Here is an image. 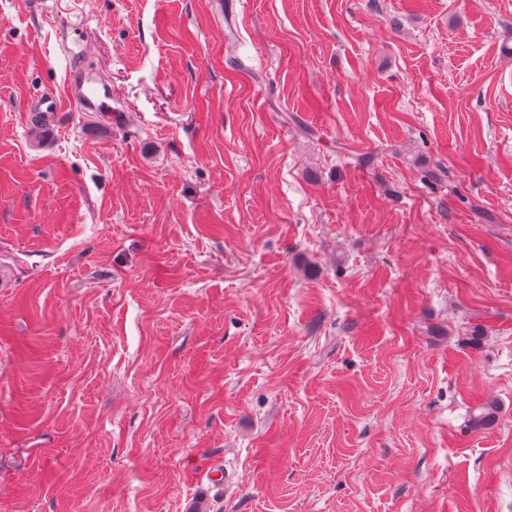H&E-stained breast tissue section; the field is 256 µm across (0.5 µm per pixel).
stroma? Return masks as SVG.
Here are the masks:
<instances>
[{"label": "stroma", "instance_id": "stroma-1", "mask_svg": "<svg viewBox=\"0 0 512 512\" xmlns=\"http://www.w3.org/2000/svg\"><path fill=\"white\" fill-rule=\"evenodd\" d=\"M0 512H512V0H0ZM71 98L83 112H109L112 107L108 88L92 72L82 66L70 68ZM500 406L495 400H485L473 408L469 415V424L473 429H487L499 418Z\"/></svg>", "mask_w": 512, "mask_h": 512}]
</instances>
